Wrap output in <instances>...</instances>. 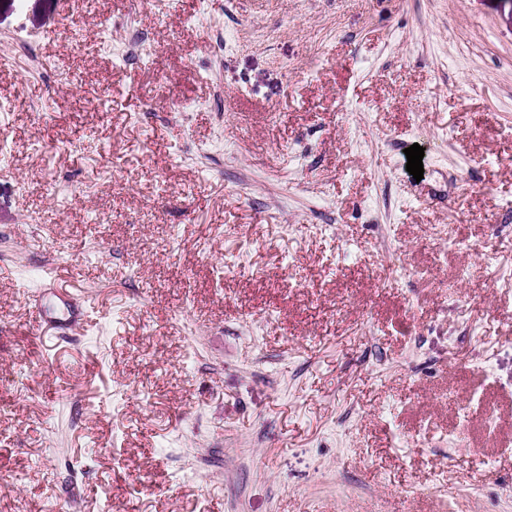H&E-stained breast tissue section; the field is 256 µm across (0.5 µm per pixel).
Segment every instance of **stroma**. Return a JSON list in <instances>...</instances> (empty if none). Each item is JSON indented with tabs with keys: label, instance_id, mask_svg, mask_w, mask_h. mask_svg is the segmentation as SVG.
Masks as SVG:
<instances>
[{
	"label": "stroma",
	"instance_id": "obj_1",
	"mask_svg": "<svg viewBox=\"0 0 512 512\" xmlns=\"http://www.w3.org/2000/svg\"><path fill=\"white\" fill-rule=\"evenodd\" d=\"M510 201L512 0H0V512H512Z\"/></svg>",
	"mask_w": 512,
	"mask_h": 512
}]
</instances>
